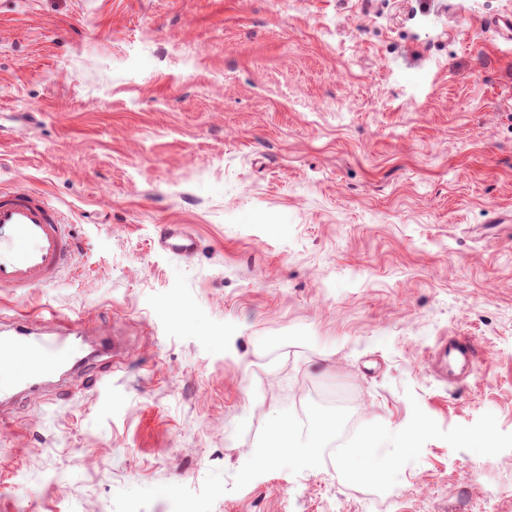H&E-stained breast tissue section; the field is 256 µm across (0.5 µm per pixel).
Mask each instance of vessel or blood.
<instances>
[{
	"label": "vessel or blood",
	"instance_id": "vessel-or-blood-1",
	"mask_svg": "<svg viewBox=\"0 0 512 512\" xmlns=\"http://www.w3.org/2000/svg\"><path fill=\"white\" fill-rule=\"evenodd\" d=\"M157 244L182 255L192 252L195 238L178 224L165 225ZM76 249L61 211L43 193L22 186L0 188V290L17 297L53 282ZM61 317L49 312L43 330L17 319L0 324V362L7 369L0 377V407L14 403L31 391L62 390L67 375L95 360L117 354V339H89L79 319L60 328ZM433 358L442 378L467 377L477 371L469 341L458 336L441 339Z\"/></svg>",
	"mask_w": 512,
	"mask_h": 512
}]
</instances>
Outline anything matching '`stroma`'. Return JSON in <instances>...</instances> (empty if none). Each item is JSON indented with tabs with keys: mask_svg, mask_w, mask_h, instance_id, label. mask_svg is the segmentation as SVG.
Masks as SVG:
<instances>
[{
	"mask_svg": "<svg viewBox=\"0 0 512 512\" xmlns=\"http://www.w3.org/2000/svg\"><path fill=\"white\" fill-rule=\"evenodd\" d=\"M512 0H0V187L76 251L4 319L78 317L121 368L10 408L0 512H113L233 476L264 423L512 433ZM185 225L193 252L158 248ZM479 369L430 370L442 337ZM213 512H512V450L425 443L398 492L276 470Z\"/></svg>",
	"mask_w": 512,
	"mask_h": 512,
	"instance_id": "1",
	"label": "stroma"
}]
</instances>
